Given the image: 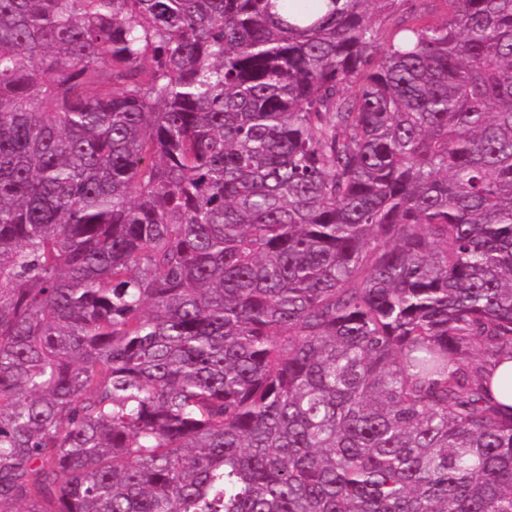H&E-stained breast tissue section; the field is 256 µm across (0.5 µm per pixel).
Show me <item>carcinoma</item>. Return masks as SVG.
Wrapping results in <instances>:
<instances>
[{
    "label": "carcinoma",
    "mask_w": 512,
    "mask_h": 512,
    "mask_svg": "<svg viewBox=\"0 0 512 512\" xmlns=\"http://www.w3.org/2000/svg\"><path fill=\"white\" fill-rule=\"evenodd\" d=\"M0 0V512H512V0ZM493 395L505 406H512V354L505 353L488 367Z\"/></svg>",
    "instance_id": "obj_1"
}]
</instances>
